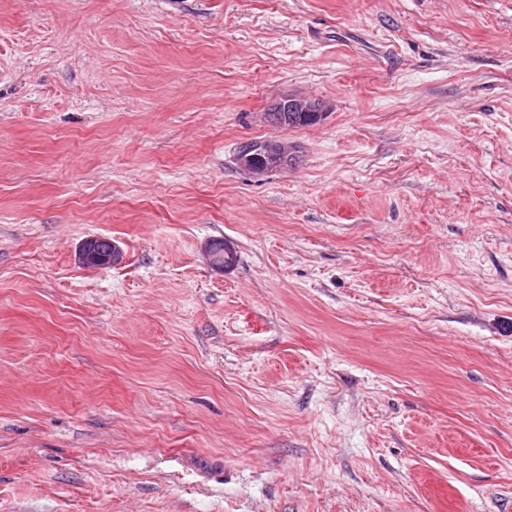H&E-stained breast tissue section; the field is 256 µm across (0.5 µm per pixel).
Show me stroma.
Masks as SVG:
<instances>
[{
    "label": "stroma",
    "instance_id": "obj_1",
    "mask_svg": "<svg viewBox=\"0 0 512 512\" xmlns=\"http://www.w3.org/2000/svg\"><path fill=\"white\" fill-rule=\"evenodd\" d=\"M0 512H512V0H0ZM272 112H280V113H275L272 116V119L274 120V122L279 123L282 126H285L288 124V127H285V128L304 127V126L315 125L322 119V116H323L322 108L320 106H312L310 104L303 105L294 97L282 98L279 102H277L275 104V109ZM272 112L267 113L268 118L271 116ZM288 112L289 113L295 112V113L299 114V116L301 114H303V115L314 114L318 120L317 121H307L306 120L304 122L290 124L288 122V120H289ZM319 113H321V115H318ZM279 124H277V125L280 126ZM254 147L242 148L238 155L239 165L253 175H261L272 168H282L288 154V144L276 141L266 147L264 152H254ZM96 238H91L84 241L79 249H78V261L84 267L90 268H101L106 266H111L112 264H116L120 261L122 252L119 245L111 241V248L109 243V238L106 237H97L96 240V248L97 250H101L102 252L110 250L107 254H100L94 247V241Z\"/></svg>",
    "mask_w": 512,
    "mask_h": 512
}]
</instances>
